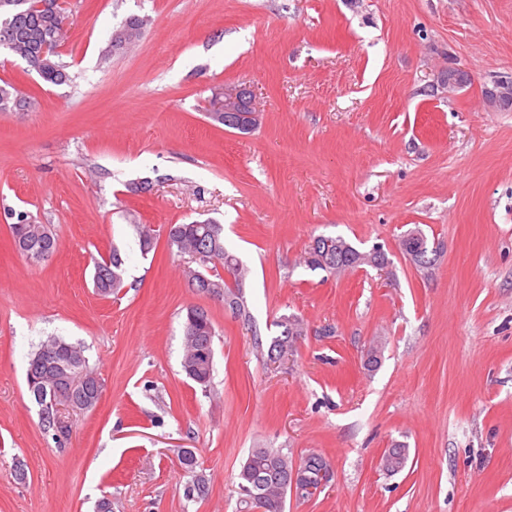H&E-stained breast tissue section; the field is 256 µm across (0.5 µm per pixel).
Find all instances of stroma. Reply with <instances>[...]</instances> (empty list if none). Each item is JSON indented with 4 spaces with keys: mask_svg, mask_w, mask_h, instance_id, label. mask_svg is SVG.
I'll return each mask as SVG.
<instances>
[{
    "mask_svg": "<svg viewBox=\"0 0 512 512\" xmlns=\"http://www.w3.org/2000/svg\"><path fill=\"white\" fill-rule=\"evenodd\" d=\"M70 83L0 57L34 106L0 112V512H237L254 448L312 453L334 478L285 512H512V0H67ZM139 39L103 58L129 15ZM468 74L448 91L449 68ZM248 88L262 122L207 117ZM149 181L148 193L128 192ZM50 225L29 262L10 212ZM213 220L249 270V319L192 291L171 224ZM158 241L141 253L137 225ZM420 229L438 251L400 249ZM340 236L388 262L333 276L302 258ZM119 251L124 286L98 295ZM208 310L213 379L181 369L183 314ZM305 324L270 362L281 315ZM84 343L103 383L66 440L40 423L25 374L41 341ZM381 362L368 369L369 346ZM404 442L395 475L379 467ZM210 490L183 496L181 449ZM24 467V479L15 470ZM422 234L423 233L418 230L408 232L402 237L400 246L403 253L406 254L416 266L419 268H428L436 260L437 250L436 248L435 250H429V247H427L425 252L422 251V245L424 244V241L420 237L423 236ZM429 253L434 257H429ZM109 258V260H108ZM104 258L106 261L94 263L93 283L98 294L103 296L116 293L123 285V259L118 251H112V255ZM409 458L408 448L404 444L395 443L386 448L380 459V467L387 474L394 475L401 472Z\"/></svg>",
    "mask_w": 512,
    "mask_h": 512,
    "instance_id": "obj_1",
    "label": "stroma"
}]
</instances>
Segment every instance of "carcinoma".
Masks as SVG:
<instances>
[{
    "label": "carcinoma",
    "mask_w": 512,
    "mask_h": 512,
    "mask_svg": "<svg viewBox=\"0 0 512 512\" xmlns=\"http://www.w3.org/2000/svg\"><path fill=\"white\" fill-rule=\"evenodd\" d=\"M142 20L129 17L128 24L116 30L111 36L106 55L133 43L140 35ZM7 39L11 49L8 54L25 61L47 83L61 85L68 81L67 65L62 61L60 48L69 39L67 29L60 26L56 0H0V39ZM31 107L29 98L10 82L0 85V112H24ZM139 234L140 251L147 254L156 244L154 229L147 224L136 225ZM16 250L34 263L50 260L57 251L58 243L45 224H33L27 215L18 214L16 223L11 225ZM422 232L410 231L400 242L401 249L420 268H428L435 261L437 251L422 250ZM168 245L180 253L190 254L202 247L211 253L212 273H204L191 284L197 292L224 303L238 316L249 315L245 291L248 269L224 245L223 225L211 221H193L188 224L171 225ZM321 245L305 252L304 263L311 270H323L338 275L360 266H379L387 262L385 254L378 250L361 252L344 238L323 236ZM221 265L227 276L233 279L227 283L216 269ZM94 287L98 294L109 296L123 285V259L117 250L107 261L94 263ZM280 335L273 337L268 349V358L279 360L292 355L296 344L303 335V321L294 315H283L277 320ZM215 330L209 312L200 306L186 309L184 318V350L181 368L185 376L202 388L210 386L214 361L200 362L195 357L198 347H214ZM74 363L75 374L84 382L71 391L38 397L29 389L40 407L41 424L47 432L58 431L55 406L68 401L77 402L92 410L100 400L95 382L97 374L90 368L85 346L51 336L43 341L29 359L26 379L31 376L52 378L61 368ZM409 458L408 448L395 443L385 449L380 459L381 469L394 475L401 472ZM326 460L318 454L307 455L300 463L293 462L288 455L274 448H254L246 458L238 474L239 512H284L285 488L293 475L306 479L310 488H318V474L326 466ZM185 472L191 476L185 491L189 500L202 499L209 493L204 477L197 473V458L182 463Z\"/></svg>",
    "instance_id": "1"
}]
</instances>
